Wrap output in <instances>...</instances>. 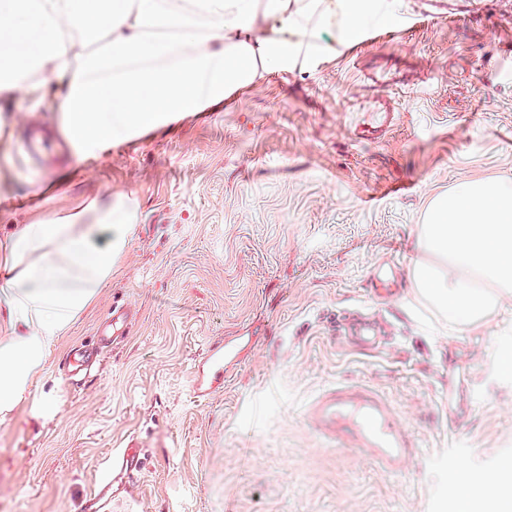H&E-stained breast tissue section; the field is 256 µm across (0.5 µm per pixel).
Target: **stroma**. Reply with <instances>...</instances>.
<instances>
[{
  "instance_id": "1",
  "label": "stroma",
  "mask_w": 512,
  "mask_h": 512,
  "mask_svg": "<svg viewBox=\"0 0 512 512\" xmlns=\"http://www.w3.org/2000/svg\"><path fill=\"white\" fill-rule=\"evenodd\" d=\"M402 14L356 55L339 48L82 161L58 128V78L30 74L48 97L0 99V240L113 191H136L146 215L0 421V512H451V472L512 458V379L491 371L512 298L485 327L431 334L411 275L430 259L435 197L512 182V0H402ZM32 120L52 143L36 158ZM381 264L400 274L398 298L376 294ZM347 313L378 318L386 340L347 341ZM211 345L224 364L206 368L218 390L202 396ZM339 383L399 416L418 448L406 470L312 429L313 400ZM132 440L137 468L90 502L100 464Z\"/></svg>"
}]
</instances>
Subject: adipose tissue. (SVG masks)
I'll use <instances>...</instances> for the list:
<instances>
[{"label":"adipose tissue","instance_id":"adipose-tissue-1","mask_svg":"<svg viewBox=\"0 0 512 512\" xmlns=\"http://www.w3.org/2000/svg\"><path fill=\"white\" fill-rule=\"evenodd\" d=\"M401 0H0V96H39L30 72L65 84L61 130L81 158L217 104L269 75L315 70L333 46L402 21ZM108 51L95 53L104 32ZM332 33L324 43L323 33ZM81 215L15 225L0 241V420L25 403L48 358L112 280L145 215L130 194ZM453 512H512L468 471Z\"/></svg>","mask_w":512,"mask_h":512}]
</instances>
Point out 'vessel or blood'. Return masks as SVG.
Here are the masks:
<instances>
[{
  "label": "vessel or blood",
  "instance_id": "obj_1",
  "mask_svg": "<svg viewBox=\"0 0 512 512\" xmlns=\"http://www.w3.org/2000/svg\"><path fill=\"white\" fill-rule=\"evenodd\" d=\"M309 418L318 434L341 447L353 443L386 470L403 469L417 454L416 444L400 419L370 389L348 384L328 388L311 405ZM135 454V448H124L103 464L98 471V487H105L116 469L127 468Z\"/></svg>",
  "mask_w": 512,
  "mask_h": 512
}]
</instances>
